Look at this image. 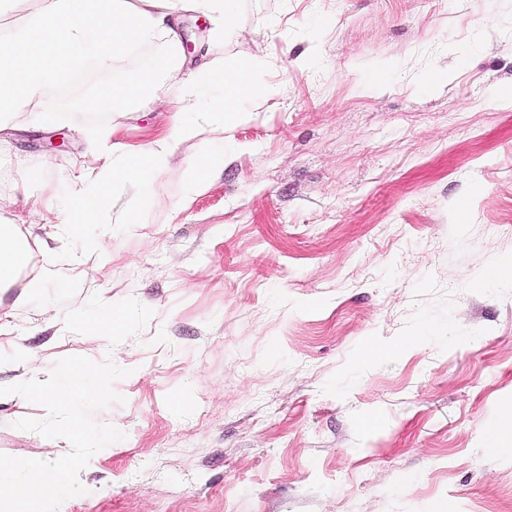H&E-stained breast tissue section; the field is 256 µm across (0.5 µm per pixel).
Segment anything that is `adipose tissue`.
<instances>
[{"mask_svg":"<svg viewBox=\"0 0 512 512\" xmlns=\"http://www.w3.org/2000/svg\"><path fill=\"white\" fill-rule=\"evenodd\" d=\"M37 15L14 29L0 46V112L29 105L43 87L64 78L94 59L107 68L130 48L166 34L169 54L126 82H112L97 90L99 104L147 101L159 72H167L179 85L182 105L173 113L168 132L144 148L112 159L99 179L94 200L79 197L57 217L62 231L81 234L95 223L97 204L106 202L112 187L122 183L147 185L170 170L178 145L195 137L197 120L207 116L218 131L244 119L242 105L259 98L256 74L259 58L232 62L211 60L192 72L182 70L177 23L183 12L197 11L214 17L220 31L236 28L239 16L234 0H41ZM31 247L17 225L0 224V288H10L28 268Z\"/></svg>","mask_w":512,"mask_h":512,"instance_id":"adipose-tissue-1","label":"adipose tissue"}]
</instances>
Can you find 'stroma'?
<instances>
[{"label": "stroma", "mask_w": 512, "mask_h": 512, "mask_svg": "<svg viewBox=\"0 0 512 512\" xmlns=\"http://www.w3.org/2000/svg\"><path fill=\"white\" fill-rule=\"evenodd\" d=\"M238 11L224 34L181 16L196 43L183 68L259 57L262 99L225 135L200 122L154 191L117 186L86 266L46 216L91 191L113 150L162 134L179 89L159 75L147 108L61 97L129 78L167 37L0 117V223L20 226L31 272L52 283L22 304L0 289V386L69 355L102 361L75 311L109 302L125 316L111 352L130 371L122 400L93 415L125 438L59 512H512V443L492 437L512 409V284L490 274L512 261V0ZM434 70L445 83H424ZM206 150L214 177L183 198L176 172ZM44 415L0 397V453L57 459L13 426Z\"/></svg>", "instance_id": "1"}]
</instances>
